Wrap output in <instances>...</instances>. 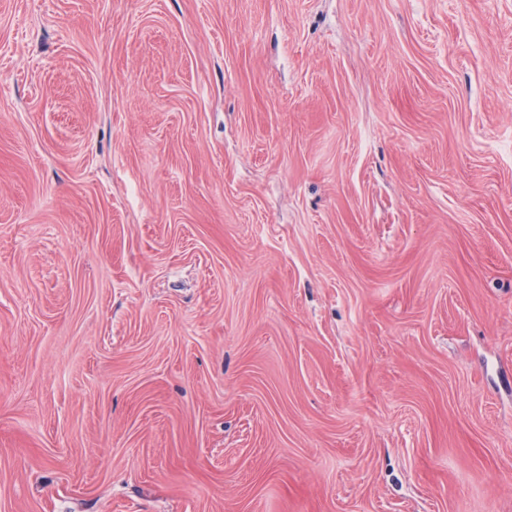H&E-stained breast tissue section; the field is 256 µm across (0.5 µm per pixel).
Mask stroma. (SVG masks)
Wrapping results in <instances>:
<instances>
[{
  "label": "stroma",
  "mask_w": 512,
  "mask_h": 512,
  "mask_svg": "<svg viewBox=\"0 0 512 512\" xmlns=\"http://www.w3.org/2000/svg\"><path fill=\"white\" fill-rule=\"evenodd\" d=\"M0 512H512V0H0Z\"/></svg>",
  "instance_id": "stroma-1"
}]
</instances>
